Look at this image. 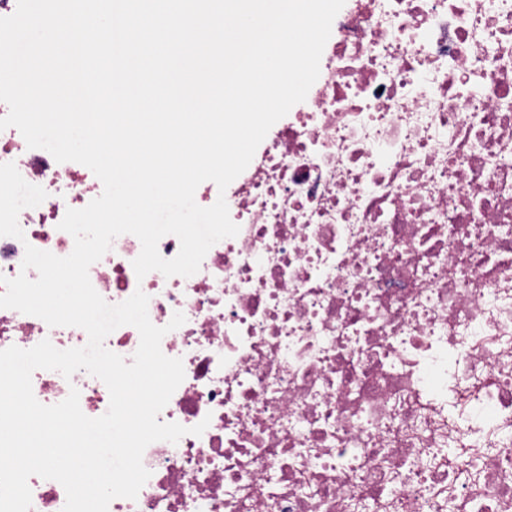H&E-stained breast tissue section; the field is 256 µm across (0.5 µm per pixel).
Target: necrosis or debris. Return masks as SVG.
Listing matches in <instances>:
<instances>
[{
	"instance_id": "obj_1",
	"label": "necrosis or debris",
	"mask_w": 512,
	"mask_h": 512,
	"mask_svg": "<svg viewBox=\"0 0 512 512\" xmlns=\"http://www.w3.org/2000/svg\"><path fill=\"white\" fill-rule=\"evenodd\" d=\"M46 199L23 239L0 237V275L26 246L65 257L58 225L102 182L0 130ZM225 197L236 236L190 277L137 278L116 237L89 269L111 304L135 291L185 378L158 419L202 435L157 441L136 499L108 512H512V0H345L320 75L269 130ZM85 346L78 327L0 308V350ZM45 405L106 385L39 369Z\"/></svg>"
}]
</instances>
